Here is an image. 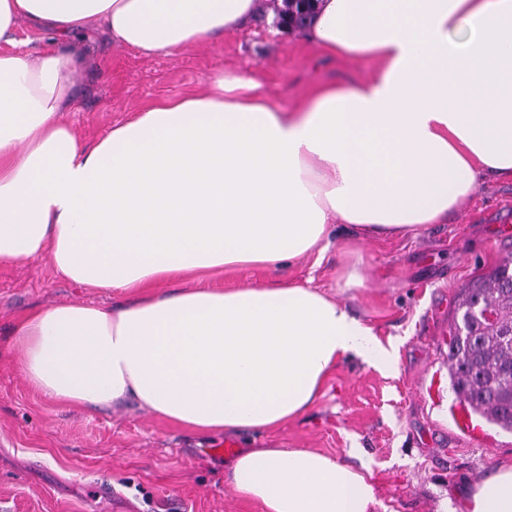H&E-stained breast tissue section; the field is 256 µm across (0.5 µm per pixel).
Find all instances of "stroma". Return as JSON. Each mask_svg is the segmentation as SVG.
<instances>
[{"instance_id":"1","label":"stroma","mask_w":512,"mask_h":512,"mask_svg":"<svg viewBox=\"0 0 512 512\" xmlns=\"http://www.w3.org/2000/svg\"><path fill=\"white\" fill-rule=\"evenodd\" d=\"M285 0H259L255 18L223 40L145 57L113 44L99 26L79 42L82 64L63 119L88 143L132 112L198 91L215 72L240 73L289 110L325 82H354L370 61L331 58L300 31L280 30ZM322 262L308 257L265 270L217 273L208 286L312 280L396 346L397 368L340 363L318 402L272 436L203 439L127 403L90 413L35 392L13 360L15 320L55 304L116 306L121 298L74 283L49 262L0 264V512H261L224 482L232 455L218 448H315L339 459L360 449L374 486V512H452L493 466L512 460V434L487 427L472 439L450 404L448 336L457 294L512 254V181H479L447 223L415 236L359 241L339 224ZM360 259L364 285L339 274ZM439 380L442 397L425 389Z\"/></svg>"}]
</instances>
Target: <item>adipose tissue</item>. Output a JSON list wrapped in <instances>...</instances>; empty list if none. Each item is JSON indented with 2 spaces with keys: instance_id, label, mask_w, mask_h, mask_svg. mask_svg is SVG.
Segmentation results:
<instances>
[{
  "instance_id": "adipose-tissue-1",
  "label": "adipose tissue",
  "mask_w": 512,
  "mask_h": 512,
  "mask_svg": "<svg viewBox=\"0 0 512 512\" xmlns=\"http://www.w3.org/2000/svg\"><path fill=\"white\" fill-rule=\"evenodd\" d=\"M257 0H0V42L47 30L36 56L0 53V262L47 258L120 293L15 322L28 384L97 412L131 402L193 434L274 433L314 406L341 360L382 372L395 349L325 292L293 281L187 288V278L324 256L332 224L414 235L485 175L512 179V0H318L307 37L375 67L289 111L235 74L155 103L84 143L62 118L103 25L147 56L213 41ZM177 290H170V283ZM262 512H373L370 476L307 448L240 450L224 476ZM461 512H512V463Z\"/></svg>"
}]
</instances>
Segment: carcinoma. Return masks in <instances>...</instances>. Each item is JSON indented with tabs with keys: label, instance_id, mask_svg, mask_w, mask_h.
I'll return each instance as SVG.
<instances>
[{
	"label": "carcinoma",
	"instance_id": "carcinoma-1",
	"mask_svg": "<svg viewBox=\"0 0 512 512\" xmlns=\"http://www.w3.org/2000/svg\"><path fill=\"white\" fill-rule=\"evenodd\" d=\"M490 309L496 322H481ZM448 339V379L456 397L504 432L512 433V257L476 275L458 294Z\"/></svg>",
	"mask_w": 512,
	"mask_h": 512
}]
</instances>
